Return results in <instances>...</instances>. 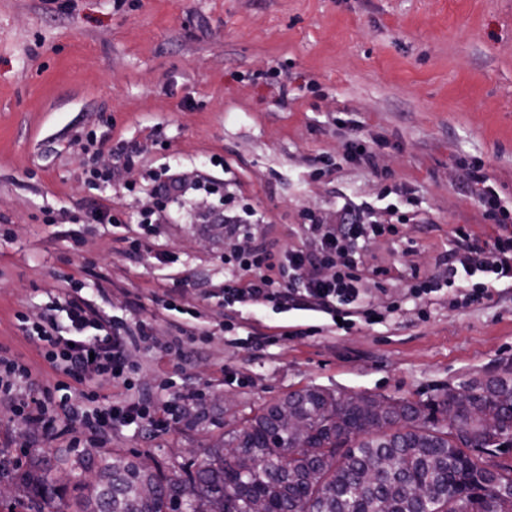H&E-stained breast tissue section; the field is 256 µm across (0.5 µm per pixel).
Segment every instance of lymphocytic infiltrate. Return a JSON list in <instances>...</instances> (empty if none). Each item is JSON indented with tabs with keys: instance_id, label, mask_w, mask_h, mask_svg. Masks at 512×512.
<instances>
[{
	"instance_id": "lymphocytic-infiltrate-1",
	"label": "lymphocytic infiltrate",
	"mask_w": 512,
	"mask_h": 512,
	"mask_svg": "<svg viewBox=\"0 0 512 512\" xmlns=\"http://www.w3.org/2000/svg\"><path fill=\"white\" fill-rule=\"evenodd\" d=\"M89 174L108 182L113 158H120L127 170L139 166L140 145L101 152L87 142ZM464 178L476 193L488 220L497 230L481 245L468 244L466 228L455 230L465 246L446 262L447 286L463 290L464 282L479 277L476 288L463 291V302L491 298L503 280L512 279V208L503 205L482 163L464 165ZM307 242L300 247H276L258 240L249 250L230 247L224 254V299L233 303L268 302L282 311L322 312L348 319L352 312L365 311L370 320L381 312L368 305L367 277L384 278L383 266L364 270L358 250L362 244L383 234H397L404 218L395 205L378 207L365 202L355 213L328 219L306 213ZM250 272L248 281L237 273ZM25 339L37 356L61 379L39 383L30 364L22 357L0 348V398L9 400L13 412L33 436L50 443L67 439L70 447L92 445L111 438L114 427L163 431L178 420L185 401L194 399L189 390L173 392L163 405L139 396L137 370L128 359V347H153V328L147 321L128 325L119 316L107 317L84 298L50 299L44 312L18 318ZM128 390L126 398L106 402L100 390L109 384Z\"/></svg>"
}]
</instances>
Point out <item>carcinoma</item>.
Here are the masks:
<instances>
[{"label":"carcinoma","instance_id":"carcinoma-1","mask_svg":"<svg viewBox=\"0 0 512 512\" xmlns=\"http://www.w3.org/2000/svg\"><path fill=\"white\" fill-rule=\"evenodd\" d=\"M450 390L430 412L410 402L309 388L247 420L183 479L123 454H28L18 489L35 508L64 499L67 467L78 512H512V465L488 468L481 448L512 444V379Z\"/></svg>","mask_w":512,"mask_h":512}]
</instances>
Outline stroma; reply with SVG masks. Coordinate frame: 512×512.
Returning <instances> with one entry per match:
<instances>
[{"label":"stroma","instance_id":"stroma-1","mask_svg":"<svg viewBox=\"0 0 512 512\" xmlns=\"http://www.w3.org/2000/svg\"><path fill=\"white\" fill-rule=\"evenodd\" d=\"M92 134L108 149L143 145L138 171L116 162L110 182H89L81 140ZM350 140L380 170L343 160ZM474 158L512 204V0H0V347L55 381L16 316L65 293L151 322L158 346L177 321L208 333L180 360L128 350L155 403L166 380L199 395L168 431L116 428L100 445L164 472L198 465L307 387L417 402L504 374L506 282L463 308L443 290L346 332L323 313L224 304L225 192L253 212L242 249L256 235L301 246L303 209L330 216L386 195L407 222L365 253L390 270L370 283L379 304L406 265L442 274L455 228L491 234L461 178ZM166 167L215 192H189L142 224L150 177ZM101 204L117 223H70ZM158 250L175 263L158 264Z\"/></svg>","mask_w":512,"mask_h":512}]
</instances>
